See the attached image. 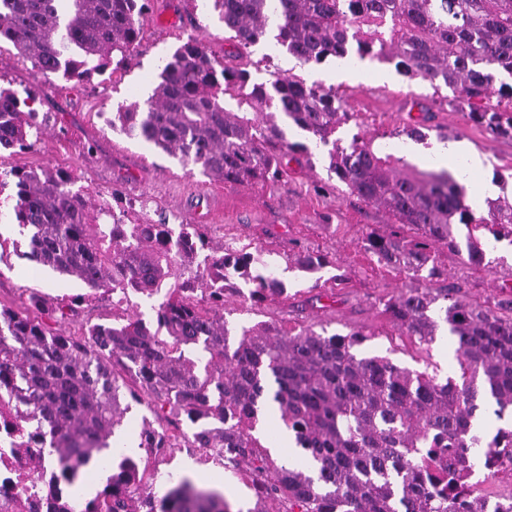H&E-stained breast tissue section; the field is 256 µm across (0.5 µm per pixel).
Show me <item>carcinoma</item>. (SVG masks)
<instances>
[{"label":"carcinoma","mask_w":512,"mask_h":512,"mask_svg":"<svg viewBox=\"0 0 512 512\" xmlns=\"http://www.w3.org/2000/svg\"><path fill=\"white\" fill-rule=\"evenodd\" d=\"M234 51L218 62L190 37L160 66L147 107L114 113L112 125L226 184L278 186L306 144L280 122L328 150V176L394 229L371 230L362 248L409 282L382 297V313L419 346L446 330L456 372L402 367L363 356V328L326 334L312 325L236 328L227 298L253 305L288 296L264 259L210 240L201 224H140L100 207L61 169L0 170V204L29 233L27 257L84 294L54 301L32 293L23 307H0V440L23 463L36 494L0 500V512H233L224 494L184 477L162 497L118 431L131 400L153 415L137 447L155 457L194 448L225 470L244 473L257 497L249 512H490L477 484L512 480V426L492 438L480 414L512 416V287L493 305L469 301L435 264L442 248L465 264L491 268L489 251L512 246V199L476 214L451 173L409 168L404 158L359 136L335 138L352 114L335 87L293 73L253 79L250 48L271 43L299 65L353 59L395 62L409 79L462 101L467 121L493 139H512V0H214ZM147 0H0V41L40 78L90 83L124 68L139 42ZM37 95L0 86V150H28L38 126ZM430 112L403 129L420 141ZM466 228L459 236L458 226ZM287 268L317 274L327 257L299 247ZM162 298L148 320L131 296ZM102 297L122 315L77 336L56 326ZM275 412L296 457L275 461L257 425ZM109 471L86 498L82 475Z\"/></svg>","instance_id":"cac0c4a2"}]
</instances>
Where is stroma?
<instances>
[{"label": "stroma", "instance_id": "1", "mask_svg": "<svg viewBox=\"0 0 512 512\" xmlns=\"http://www.w3.org/2000/svg\"><path fill=\"white\" fill-rule=\"evenodd\" d=\"M191 35L202 38L216 57H223L224 26L213 10L212 0H151L142 21L140 44L125 70L104 74L81 86L56 77L47 81L37 78L30 61L18 56L10 43H1L0 83H11L20 92L29 88L36 91L35 107L42 126L34 149L0 154V170L61 168L74 176L76 188L92 194L95 203L111 202L112 186L117 183L122 187L125 203L139 208L141 217L153 219L163 214L175 225H206L216 243L283 254L299 244L327 254L333 264L324 270V277L342 280L335 288L336 301L331 306L302 309L299 296L307 292L312 281L286 270L282 277L292 299L254 307L233 297L226 305V318L237 327L262 321L293 326L313 323L330 334H346L365 324L374 335L363 345V352L388 357L403 367H430L443 377L453 372L456 360L449 338L436 340L430 349H420L399 335L382 314L379 297L400 288L405 278L377 264L364 252L361 239L367 230L384 231L390 219L384 212L358 207L349 198L344 186L327 174L326 147L308 134L292 130L287 137L308 144L312 169L293 174L288 184L279 187L235 186L204 177L113 127V112L123 104L146 103L143 91L158 84L160 61ZM267 53L272 56L269 70L287 67L300 73L307 83L334 86L346 92L348 109L354 117L337 132L346 144L359 134L371 138L377 146L392 141L406 145L408 139L402 129L409 121L413 102L427 106L433 98L429 84L408 79L389 62L364 60L355 78L343 80L335 64L304 69L296 64L290 66L286 63L287 53L270 51L264 43L252 47L251 58L257 61ZM269 70L256 72V80H266ZM434 122L449 140L464 142L483 158L484 167L477 171V180L495 181L499 176H508L506 191L512 193V140L490 139L483 127L468 123L455 105L441 106ZM0 236L10 240L0 256V305L19 307L32 292L51 296L81 292L78 282L33 270L25 257L24 236L5 215H0ZM495 254L503 262L494 274L463 265L445 250L438 253L437 262L447 268L449 277L462 284L468 299L490 303L501 285L512 282V246L501 243ZM147 416L144 406L132 405L121 429L129 444L134 445V454L142 465L155 472L156 493L167 490L171 476L186 475L204 486L211 485L218 476L222 479L221 489L238 512L254 507L255 494L245 482L214 461L194 455L191 449L175 448L165 458H148L137 446L138 433Z\"/></svg>", "mask_w": 512, "mask_h": 512}]
</instances>
